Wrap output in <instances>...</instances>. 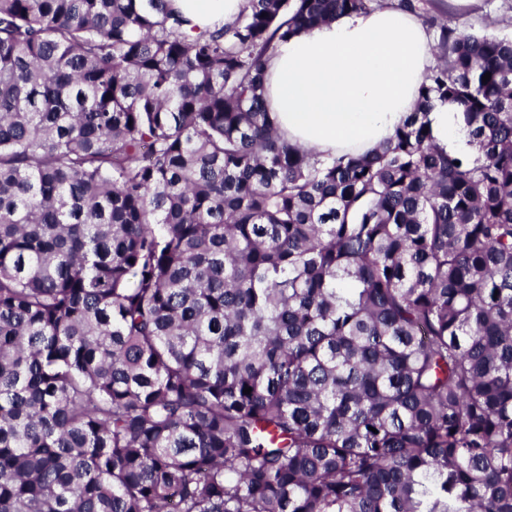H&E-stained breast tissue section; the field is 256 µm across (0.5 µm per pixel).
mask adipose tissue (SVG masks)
Returning <instances> with one entry per match:
<instances>
[{
	"label": "adipose tissue",
	"mask_w": 512,
	"mask_h": 512,
	"mask_svg": "<svg viewBox=\"0 0 512 512\" xmlns=\"http://www.w3.org/2000/svg\"><path fill=\"white\" fill-rule=\"evenodd\" d=\"M193 25L233 21L247 0H176ZM432 41L407 11L387 4L337 17L278 42L265 96L275 125L298 148L325 157L365 154L414 111L433 62ZM434 143L468 153L463 115L434 102L426 117Z\"/></svg>",
	"instance_id": "1"
}]
</instances>
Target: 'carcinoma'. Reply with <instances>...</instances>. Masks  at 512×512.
<instances>
[{"instance_id": "1", "label": "carcinoma", "mask_w": 512, "mask_h": 512, "mask_svg": "<svg viewBox=\"0 0 512 512\" xmlns=\"http://www.w3.org/2000/svg\"><path fill=\"white\" fill-rule=\"evenodd\" d=\"M378 2L0 0V512H512V40L438 24L369 154L266 107ZM175 4L192 21L205 28L218 19L233 21L246 7L247 0H175ZM426 120L433 142L437 146L447 152H472L462 112L448 103L435 101Z\"/></svg>"}]
</instances>
